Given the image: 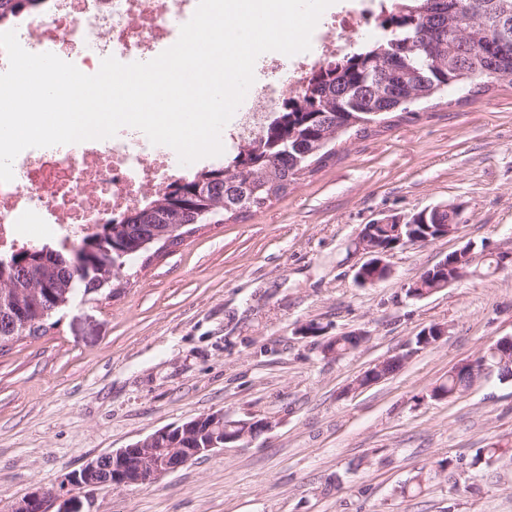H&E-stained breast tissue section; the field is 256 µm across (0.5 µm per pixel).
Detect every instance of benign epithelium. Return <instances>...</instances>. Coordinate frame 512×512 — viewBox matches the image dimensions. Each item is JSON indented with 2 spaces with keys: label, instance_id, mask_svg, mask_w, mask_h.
Listing matches in <instances>:
<instances>
[{
  "label": "benign epithelium",
  "instance_id": "1",
  "mask_svg": "<svg viewBox=\"0 0 512 512\" xmlns=\"http://www.w3.org/2000/svg\"><path fill=\"white\" fill-rule=\"evenodd\" d=\"M428 209L407 214L392 216L385 220L364 225L358 238V251L366 255L367 260L357 266L354 279L360 286L376 285L379 279L372 272L385 270L386 276L392 275V268L387 257L399 246L423 244L429 239L417 235L408 238H399L388 244L377 236V229L386 225H396L395 233H400L402 226L414 227L418 217L426 216ZM436 270L441 275L434 276V272L424 271L409 285V295L417 296L415 289H422L427 296L434 289L422 288L425 280L432 278L446 288L453 282L468 275L465 269L450 270L448 259L437 263ZM9 329L12 331H26L31 321L22 308H15L6 318ZM448 335V328L435 324L433 328H426L418 335V346L422 349L438 343ZM272 423L266 419L234 420L224 412H212L196 417L181 425L165 427L155 431L144 439L138 440L126 448H119L104 453L87 461L81 468L67 472L52 490L37 487L22 498L14 501L10 512H81L77 507L78 500L75 491L94 489H123L133 486H148L156 483L163 475L176 471L195 459L208 455L228 444L249 442L262 433L271 429ZM203 437L198 439V447L186 448L187 439L195 437L198 432Z\"/></svg>",
  "mask_w": 512,
  "mask_h": 512
}]
</instances>
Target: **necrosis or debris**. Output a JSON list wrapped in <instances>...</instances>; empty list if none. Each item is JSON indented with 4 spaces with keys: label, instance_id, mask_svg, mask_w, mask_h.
Here are the masks:
<instances>
[{
    "label": "necrosis or debris",
    "instance_id": "necrosis-or-debris-1",
    "mask_svg": "<svg viewBox=\"0 0 512 512\" xmlns=\"http://www.w3.org/2000/svg\"><path fill=\"white\" fill-rule=\"evenodd\" d=\"M199 0H46L42 9L18 15L12 27L31 53L51 52L81 72H98L104 58L147 62L171 47ZM354 10L331 16L317 49L292 58H260V78L223 128L221 140L247 146L269 119L287 111L288 99L310 73L335 58L345 35L368 25ZM15 180L0 183V249L52 236L74 246L96 225L119 220L140 206L150 189L190 174L174 164L168 146L141 130L121 128L109 139L29 148L13 163Z\"/></svg>",
    "mask_w": 512,
    "mask_h": 512
}]
</instances>
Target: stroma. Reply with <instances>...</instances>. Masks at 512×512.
Returning <instances> with one entry per match:
<instances>
[{
	"label": "stroma",
	"instance_id": "obj_1",
	"mask_svg": "<svg viewBox=\"0 0 512 512\" xmlns=\"http://www.w3.org/2000/svg\"><path fill=\"white\" fill-rule=\"evenodd\" d=\"M455 207L460 235L395 249L393 275L354 280L365 224ZM474 275L422 298L406 287L466 242ZM512 82L409 105L287 194L202 224L127 265L38 332L0 348V512L88 459L221 411L267 419L155 484L79 491L81 512H512V378L450 401L431 388L512 336ZM307 324L315 335L301 334ZM444 324L435 346L420 331ZM363 330L336 357L326 339ZM402 367L354 380L395 352ZM504 453L471 467L477 449Z\"/></svg>",
	"mask_w": 512,
	"mask_h": 512
}]
</instances>
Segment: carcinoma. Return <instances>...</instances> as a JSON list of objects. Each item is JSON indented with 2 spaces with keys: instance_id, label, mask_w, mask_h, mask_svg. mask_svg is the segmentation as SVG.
I'll list each match as a JSON object with an SVG mask.
<instances>
[{
  "instance_id": "1",
  "label": "carcinoma",
  "mask_w": 512,
  "mask_h": 512,
  "mask_svg": "<svg viewBox=\"0 0 512 512\" xmlns=\"http://www.w3.org/2000/svg\"><path fill=\"white\" fill-rule=\"evenodd\" d=\"M39 0H0V22L12 21ZM383 35L354 44L311 74L288 103V112L271 121L258 140L231 162L161 189L118 223L99 224L71 248L49 242L0 253V307L17 299L38 326L72 299L69 282L80 260L108 281L122 266L156 246L174 245L186 228L210 224L215 216L236 219L288 192L301 176L336 155L332 144L350 131L404 112L410 103L491 80H512V54L493 60L497 30H512V0H392L377 15ZM431 23L444 32L441 42L423 47L420 34ZM448 227V212H429L415 232L431 237ZM19 259L40 272L32 282L14 267ZM362 337L342 334L324 351L340 357ZM462 374L433 386L453 399L471 386Z\"/></svg>"
}]
</instances>
